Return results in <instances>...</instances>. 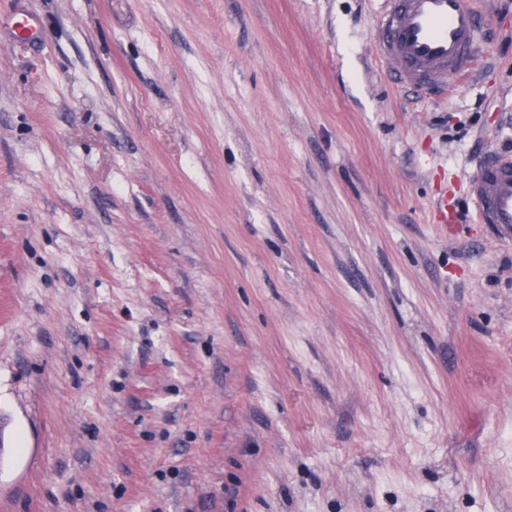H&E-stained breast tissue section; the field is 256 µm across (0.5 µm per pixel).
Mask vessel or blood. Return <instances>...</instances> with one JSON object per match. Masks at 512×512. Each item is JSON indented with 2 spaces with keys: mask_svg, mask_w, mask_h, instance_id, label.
<instances>
[{
  "mask_svg": "<svg viewBox=\"0 0 512 512\" xmlns=\"http://www.w3.org/2000/svg\"><path fill=\"white\" fill-rule=\"evenodd\" d=\"M373 42L396 79L426 94H444L471 73L482 51L474 0H388ZM477 221L512 239V151L483 158L468 182Z\"/></svg>",
  "mask_w": 512,
  "mask_h": 512,
  "instance_id": "1",
  "label": "vessel or blood"
}]
</instances>
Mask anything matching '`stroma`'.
Returning a JSON list of instances; mask_svg holds the SVG:
<instances>
[{"instance_id":"1","label":"stroma","mask_w":512,"mask_h":512,"mask_svg":"<svg viewBox=\"0 0 512 512\" xmlns=\"http://www.w3.org/2000/svg\"><path fill=\"white\" fill-rule=\"evenodd\" d=\"M387 4L0 0V512H512V0ZM388 2L373 43L400 83L439 96L475 69L482 43L473 0ZM468 192L476 204V223L493 225L512 239V151L483 158L468 181Z\"/></svg>"}]
</instances>
